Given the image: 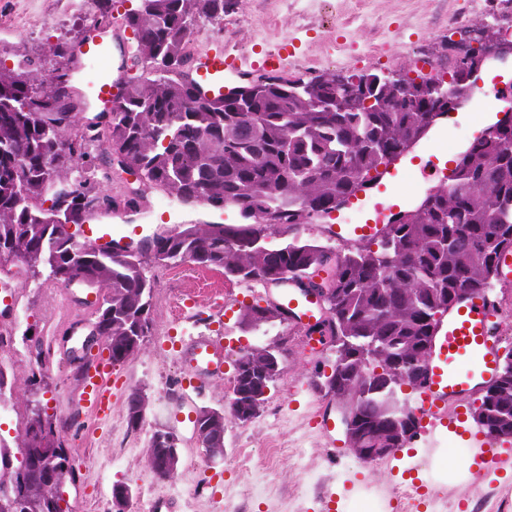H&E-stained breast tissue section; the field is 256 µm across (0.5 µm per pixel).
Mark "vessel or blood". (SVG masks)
Wrapping results in <instances>:
<instances>
[{"label":"vessel or blood","mask_w":512,"mask_h":512,"mask_svg":"<svg viewBox=\"0 0 512 512\" xmlns=\"http://www.w3.org/2000/svg\"><path fill=\"white\" fill-rule=\"evenodd\" d=\"M111 56V46L107 41L95 43L84 58L86 62L104 65L98 83L93 88L92 102L101 108L112 104V75L106 67ZM243 67L239 57L229 53L204 56L200 59L197 74L198 83L206 96L213 97L224 92V74L238 71ZM500 113L451 112L439 118L438 133L433 134L426 146L428 158L418 174L427 180L443 172L438 159L444 153L442 128L467 124L475 136H483L498 126ZM407 168L394 166L387 172L386 182L362 190L354 200L358 211L367 213L365 223L337 225L332 236L336 241H357L375 236L385 229L384 215L393 212L394 201L401 196ZM78 236L94 245L120 246L124 243L115 225L91 222L80 225ZM279 303L290 313L291 324L304 327L306 322L315 320L320 309L317 297L309 295L295 299L291 293L280 296ZM503 303L495 296L486 293H473L453 302L448 315L434 329L431 349L425 360L426 385L421 393L420 426H436L445 418L449 405L459 403L477 388L487 385L498 374L500 346L493 331V324L501 313ZM185 359L190 379L206 375L216 377L224 372V344L222 337L198 335L191 337ZM465 357L471 362L467 372L453 369L456 358ZM110 368L102 359L94 358L86 362L84 370L85 394L91 397L93 406H101L107 399Z\"/></svg>","instance_id":"vessel-or-blood-1"}]
</instances>
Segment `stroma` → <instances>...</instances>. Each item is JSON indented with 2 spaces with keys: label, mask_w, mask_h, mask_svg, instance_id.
<instances>
[{
  "label": "stroma",
  "mask_w": 512,
  "mask_h": 512,
  "mask_svg": "<svg viewBox=\"0 0 512 512\" xmlns=\"http://www.w3.org/2000/svg\"><path fill=\"white\" fill-rule=\"evenodd\" d=\"M135 4L113 0L117 83L131 65L134 44L122 17ZM86 13L85 0H0V68H16L26 59L42 71L59 67L52 48L73 37ZM477 21L512 25V0H229L223 24L197 25L188 49L194 58L226 49L257 61L289 40L293 59L281 69L284 77H429L445 70L448 43L460 28ZM209 213L206 206H184L154 190L139 214L116 210L112 221L128 235L139 224L170 232L205 223ZM144 266L154 285L151 332L133 357L114 365L108 417L87 409L77 426L64 431L75 472L66 487L70 512H115L112 488L118 483L132 491L127 512H148L161 493L173 499V512H328L331 492L356 484L364 491L357 512H373L380 502L388 512H461L465 488L435 481L430 451L458 455L463 433L474 423L470 402L448 409L459 419L457 430L418 432L393 455L362 462L349 450L343 429L330 438L317 424L318 413L336 412L335 399L315 386L330 347L310 345L302 330L286 324L241 327V306L277 300L280 288L230 282L223 272L192 263L161 265L149 258ZM86 293L80 285L66 287L14 264L0 271V301H12L0 329L9 333L15 352L0 369L17 382L13 392L0 395V446L11 448L13 459L21 457L22 382L33 366L43 373L40 398L48 412L63 414L67 401L79 397L82 344L96 321L95 307L83 303ZM201 333L223 337L224 377L196 394L180 382L184 342ZM247 346L279 351L281 371L254 418L225 420L224 455L213 460L193 425L178 418L203 407L228 410L235 363ZM135 393L145 407L133 429L127 404ZM159 429L174 432L180 455L175 475L162 483L146 467L150 437ZM471 474L477 512H496L497 499L512 493V443L499 447L493 472L478 467Z\"/></svg>",
  "instance_id": "1"
}]
</instances>
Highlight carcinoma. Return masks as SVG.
<instances>
[{"label":"carcinoma","mask_w":512,"mask_h":512,"mask_svg":"<svg viewBox=\"0 0 512 512\" xmlns=\"http://www.w3.org/2000/svg\"><path fill=\"white\" fill-rule=\"evenodd\" d=\"M225 2L137 0L124 14L137 74L125 81L101 122L109 169L139 172L120 197L93 194L98 166L90 144L98 127L78 129L65 118L75 43L55 46L64 62L51 76L28 67L0 69V263L104 287L94 328L105 337L112 363H123L152 325L153 285L143 258L125 247H80L56 215L68 212L72 223L81 224L101 203L136 213L151 189L184 204L233 210L236 224H186L139 248H150L160 264L188 261L219 269L228 281L272 284L288 275L312 279L326 273L319 287L325 289L336 384L318 387L352 416L354 445L403 448L409 440L392 427L384 394L373 391V373L380 369L411 383L430 351L422 344L430 343L450 301L495 286L499 256L512 249V126L475 139L456 160L452 185L431 190L384 235L335 253L302 238V226L319 223L419 140L452 104L455 75L447 83L431 79L433 89L419 98L405 78L373 84V74H355L345 88L334 72L306 81L274 75L209 98L185 71V45L198 24L224 21ZM88 16L93 27L112 24V0H88ZM338 95L356 105L336 109ZM262 235L279 237L283 246H263ZM275 321H288L278 305L256 302L240 309L246 328ZM276 377L263 349L240 356L232 401L237 415L254 417ZM24 394L23 459L0 473V489L14 488L11 499L0 500V512H12V499L27 512H55L56 483L74 479L61 436L64 422L30 391ZM143 402L140 394L129 399L133 429ZM473 419L487 434L512 436L511 354ZM167 435L156 431L148 448L152 471L163 480L174 476L162 466ZM52 448L59 450L53 482L27 466L28 458Z\"/></svg>","instance_id":"obj_1"}]
</instances>
